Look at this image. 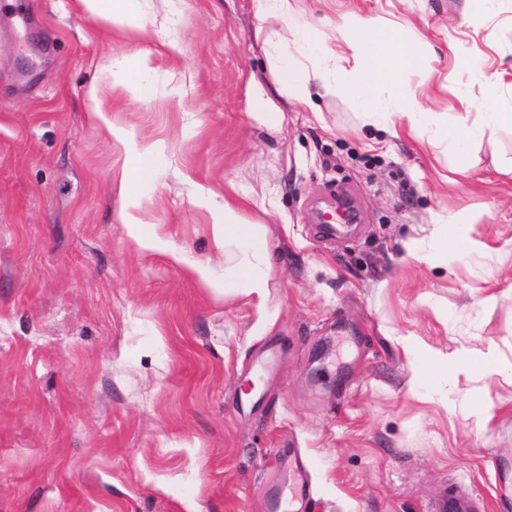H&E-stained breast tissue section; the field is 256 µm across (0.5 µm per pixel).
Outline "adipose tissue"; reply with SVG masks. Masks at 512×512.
<instances>
[{
  "mask_svg": "<svg viewBox=\"0 0 512 512\" xmlns=\"http://www.w3.org/2000/svg\"><path fill=\"white\" fill-rule=\"evenodd\" d=\"M261 19L279 24L272 47V70L280 91L301 109L313 112L314 91L344 95L354 100L366 117L379 114L371 91L374 86L396 83L401 74L423 61L417 46L385 18L359 12L347 14L343 22L344 42L356 62L349 77L336 75V51L298 9L297 0H266ZM161 165L160 154L151 148L135 151L131 172L120 180V191L130 205H137L134 185L154 180ZM218 235L227 242L252 248L256 261L239 264L227 281L228 287L245 293L263 294L267 280L262 270L268 254L261 244L260 225L246 219L232 204L215 215Z\"/></svg>",
  "mask_w": 512,
  "mask_h": 512,
  "instance_id": "adipose-tissue-1",
  "label": "adipose tissue"
}]
</instances>
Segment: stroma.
Wrapping results in <instances>:
<instances>
[{
	"label": "stroma",
	"instance_id": "obj_1",
	"mask_svg": "<svg viewBox=\"0 0 512 512\" xmlns=\"http://www.w3.org/2000/svg\"><path fill=\"white\" fill-rule=\"evenodd\" d=\"M298 7L348 70L345 13L400 26L433 72L375 96L481 133L421 142L339 96L268 129L258 0H143L144 42L81 0H0V512H264L292 457L309 512H424L459 481L512 512V127L482 123L488 75L512 94V0ZM136 51L143 101L115 65ZM146 147L154 250L120 195ZM228 201L263 224L262 295L224 286L247 258L217 236ZM455 233L468 252L440 250ZM490 349L498 371L455 361Z\"/></svg>",
	"mask_w": 512,
	"mask_h": 512
}]
</instances>
